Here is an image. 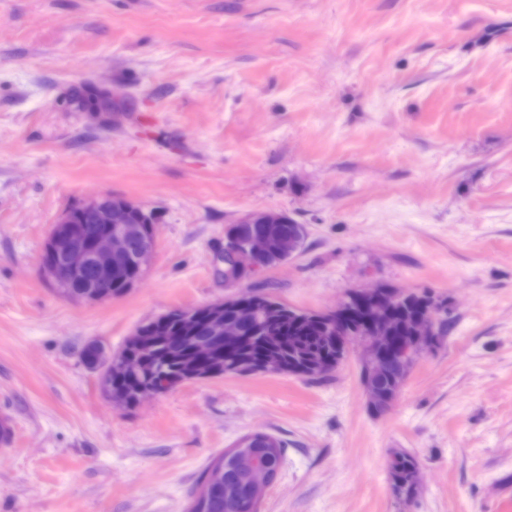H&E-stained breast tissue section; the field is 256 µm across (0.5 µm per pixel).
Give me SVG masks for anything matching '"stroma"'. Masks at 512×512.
<instances>
[{"label":"stroma","mask_w":512,"mask_h":512,"mask_svg":"<svg viewBox=\"0 0 512 512\" xmlns=\"http://www.w3.org/2000/svg\"><path fill=\"white\" fill-rule=\"evenodd\" d=\"M84 83L120 111L81 110ZM105 193L156 213L153 256L124 296L67 299L44 243ZM267 210L304 242L249 292L426 290L447 336L382 413L353 354L113 406L80 350L223 299L214 256ZM0 423V512H184L253 432L285 446L260 512H512V0H0ZM418 467L415 458L406 452H397L389 463V476L396 491L406 497L415 490L414 475Z\"/></svg>","instance_id":"1"}]
</instances>
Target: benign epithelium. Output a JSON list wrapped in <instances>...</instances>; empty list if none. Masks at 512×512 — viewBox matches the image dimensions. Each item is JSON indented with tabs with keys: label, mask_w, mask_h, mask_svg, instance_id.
Returning a JSON list of instances; mask_svg holds the SVG:
<instances>
[{
	"label": "benign epithelium",
	"mask_w": 512,
	"mask_h": 512,
	"mask_svg": "<svg viewBox=\"0 0 512 512\" xmlns=\"http://www.w3.org/2000/svg\"><path fill=\"white\" fill-rule=\"evenodd\" d=\"M80 97L87 111L96 114L114 112L116 100L101 87L86 84L79 88ZM138 211L142 223H130L131 213ZM90 217L98 225V231L90 235L85 232L84 217ZM155 214L146 212L137 204L121 199L115 200L104 194L79 204L77 212L66 210L53 225L44 245L41 269L48 281L63 295L80 288L82 292L73 296L75 300L102 302L119 298L127 293L140 279L148 258L155 248V236L151 235ZM287 217L278 211L248 213L241 217L227 232L224 251L234 255L236 263L224 271V283L236 288L249 280L260 267L271 265L270 257L277 251L290 257L300 247L296 241L278 242L270 236H245L241 228L245 224H286ZM94 269L95 278L87 282L88 269ZM124 285L121 291L113 290V284ZM409 295L399 288L376 287L353 289L346 292L339 305L326 311V322L336 332L338 346H356L360 351L361 380L370 405L377 406L380 399L368 378L383 369L386 362L395 359L408 376L415 361L424 355L437 335L438 311L424 317L416 336L408 339L399 335L393 313L397 304ZM236 314L224 317V301L181 309L184 324L193 328L202 323L209 336L234 341L239 336V325L250 320L255 312L257 300L251 296L237 294L227 299ZM360 324L357 332L347 328L351 321ZM141 373L138 361L120 351L105 355L101 367V382L107 384L112 375ZM205 375L194 367L187 368L186 375L177 380L167 372H156L137 391L138 399L156 397L164 391L185 382L198 381ZM253 485L260 491L272 485L270 471L256 462V457L241 460Z\"/></svg>",
	"instance_id": "benign-epithelium-1"
}]
</instances>
